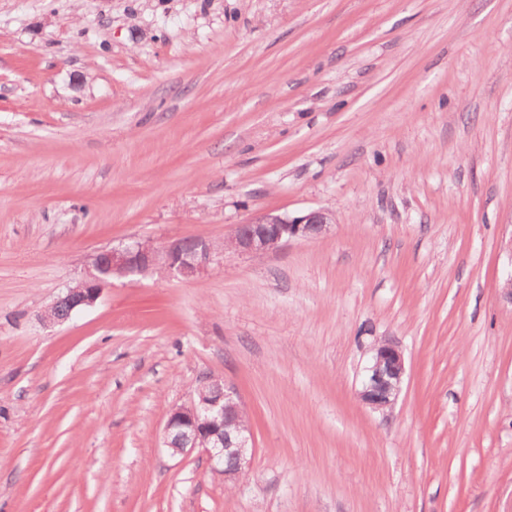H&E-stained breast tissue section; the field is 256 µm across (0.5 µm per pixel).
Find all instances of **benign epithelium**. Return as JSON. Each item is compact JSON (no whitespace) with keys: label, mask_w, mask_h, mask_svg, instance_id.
<instances>
[{"label":"benign epithelium","mask_w":512,"mask_h":512,"mask_svg":"<svg viewBox=\"0 0 512 512\" xmlns=\"http://www.w3.org/2000/svg\"><path fill=\"white\" fill-rule=\"evenodd\" d=\"M334 223L333 213L322 208L294 217L263 214L237 225L224 238L222 252L263 254L290 240L321 237ZM216 254L215 245L202 238L176 240L164 246L135 241L100 250L93 255L85 277L66 288L58 298V302L69 304V315H57V302H53L42 312L41 320L46 325L62 324L75 312L93 306L110 285L114 273L141 274L162 267L167 274L191 279L207 269ZM405 375V358L399 347L391 342L375 344L359 391L360 401L374 412L389 415L401 393ZM241 413L242 401L237 390L222 378L205 377L188 404L169 411L163 446L173 456L200 451L213 469L224 474V483L234 485L254 454V435L249 427L231 429ZM227 458L231 460L228 466Z\"/></svg>","instance_id":"7a95c632"}]
</instances>
